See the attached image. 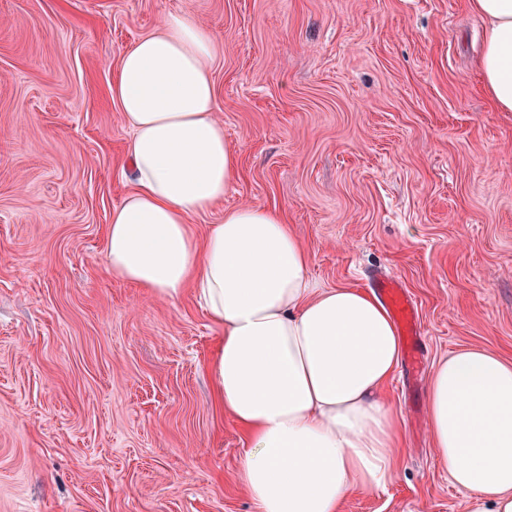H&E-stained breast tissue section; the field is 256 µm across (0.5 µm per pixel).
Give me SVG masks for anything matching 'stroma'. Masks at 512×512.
Listing matches in <instances>:
<instances>
[{
    "label": "stroma",
    "mask_w": 512,
    "mask_h": 512,
    "mask_svg": "<svg viewBox=\"0 0 512 512\" xmlns=\"http://www.w3.org/2000/svg\"><path fill=\"white\" fill-rule=\"evenodd\" d=\"M172 14L217 37L237 158L196 235L279 210L319 285L406 286L426 369L468 345L512 360V112L489 102L468 0H0V512H259L211 375L222 328L105 259L132 190L112 75ZM427 387L399 368L398 475L342 512H467Z\"/></svg>",
    "instance_id": "35a3bbf8"
}]
</instances>
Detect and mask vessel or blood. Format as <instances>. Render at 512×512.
Instances as JSON below:
<instances>
[{
  "instance_id": "obj_1",
  "label": "vessel or blood",
  "mask_w": 512,
  "mask_h": 512,
  "mask_svg": "<svg viewBox=\"0 0 512 512\" xmlns=\"http://www.w3.org/2000/svg\"><path fill=\"white\" fill-rule=\"evenodd\" d=\"M373 287L397 324L404 341L407 361L418 363L422 358L421 325L411 295L401 283L388 275L376 276Z\"/></svg>"
}]
</instances>
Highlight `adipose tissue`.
Returning a JSON list of instances; mask_svg holds the SVG:
<instances>
[{
	"label": "adipose tissue",
	"mask_w": 512,
	"mask_h": 512,
	"mask_svg": "<svg viewBox=\"0 0 512 512\" xmlns=\"http://www.w3.org/2000/svg\"><path fill=\"white\" fill-rule=\"evenodd\" d=\"M487 22L479 71L512 112V0H470ZM216 38L185 15L120 55L112 99L130 131L133 190L113 208V275L173 299L185 288L223 328L213 360L221 405L242 431L241 477L259 512H341L346 489L398 472L402 430L385 397L400 341L383 304L349 286L316 287L284 216L225 209L204 241L189 226L236 174L212 116ZM433 444L470 512H512V360L466 347L439 360L427 390Z\"/></svg>",
	"instance_id": "adipose-tissue-1"
}]
</instances>
